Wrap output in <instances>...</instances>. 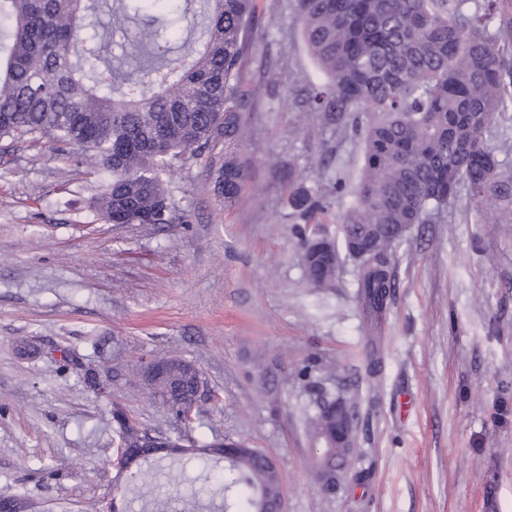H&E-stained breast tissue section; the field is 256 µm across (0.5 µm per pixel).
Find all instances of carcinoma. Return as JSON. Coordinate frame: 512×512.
<instances>
[{
	"label": "carcinoma",
	"instance_id": "obj_1",
	"mask_svg": "<svg viewBox=\"0 0 512 512\" xmlns=\"http://www.w3.org/2000/svg\"><path fill=\"white\" fill-rule=\"evenodd\" d=\"M103 7L132 34L138 68L126 78L108 60L109 37L96 25ZM310 54L327 81L306 92L308 111L362 140V167L338 193L355 204L341 217V242L360 267L358 297L378 315L394 288L396 248L416 224L443 218L460 187L482 200L508 193L487 146L497 116L512 112V3L509 0H295ZM9 31L0 41V140L42 138L77 145L110 175L91 207L108 224H170L166 170L188 151L238 136L252 92L240 64L256 19L255 0H0ZM242 181L232 161L215 187L234 201ZM304 219L328 210L309 193L292 198ZM321 287L336 265L305 264ZM164 375L143 379L176 417L199 377L180 357L161 358ZM334 401L317 404L312 432L330 434ZM116 448L151 457V441L120 405L112 406ZM222 442L177 448L203 468L222 460ZM351 448L326 461L336 484ZM236 512H258L281 495L278 473L257 453L224 466Z\"/></svg>",
	"mask_w": 512,
	"mask_h": 512
}]
</instances>
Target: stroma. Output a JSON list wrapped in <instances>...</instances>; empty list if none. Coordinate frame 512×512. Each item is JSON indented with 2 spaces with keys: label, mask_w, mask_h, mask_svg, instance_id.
I'll return each instance as SVG.
<instances>
[{
  "label": "stroma",
  "mask_w": 512,
  "mask_h": 512,
  "mask_svg": "<svg viewBox=\"0 0 512 512\" xmlns=\"http://www.w3.org/2000/svg\"><path fill=\"white\" fill-rule=\"evenodd\" d=\"M241 70L254 92L238 140L189 156L163 179L174 224H107L90 201L108 176L74 145L0 143V498L24 512H180L225 499L148 466L116 481L113 404L142 430L220 436L273 457L284 512H512V200L460 191L448 216L397 247L395 288L377 325L341 258L309 282L297 234L339 239L356 181L350 131L325 126L294 91L324 79L294 0H255ZM245 172L232 205L214 162ZM324 196L304 223L295 191ZM382 370L369 377V336ZM37 351L21 354L20 341ZM176 356L202 373L191 423L147 398L142 361ZM109 381L105 393L85 374ZM354 400L357 451L337 491L314 468L309 418L321 393Z\"/></svg>",
  "instance_id": "35a3bbf8"
}]
</instances>
